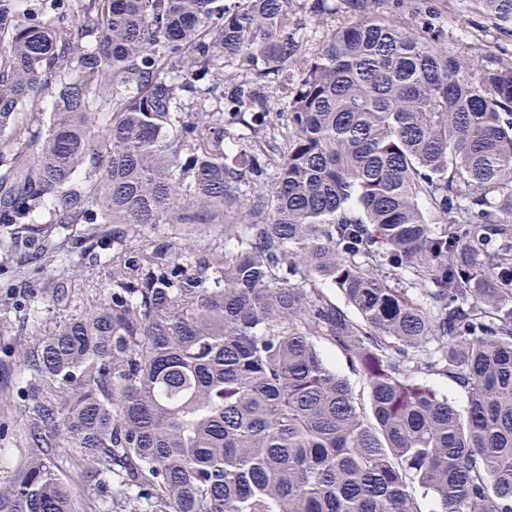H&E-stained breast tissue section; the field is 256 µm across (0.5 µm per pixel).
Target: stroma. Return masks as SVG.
<instances>
[{"label": "stroma", "mask_w": 512, "mask_h": 512, "mask_svg": "<svg viewBox=\"0 0 512 512\" xmlns=\"http://www.w3.org/2000/svg\"><path fill=\"white\" fill-rule=\"evenodd\" d=\"M448 31L449 53L474 65L490 59L512 63V30L479 13L474 0H438ZM53 248L8 252L10 227L0 224V485L20 468L28 453L29 404L37 379L22 354L32 350L64 319L108 301L112 293L111 237L98 224H54ZM98 234L93 253L72 242Z\"/></svg>", "instance_id": "1"}]
</instances>
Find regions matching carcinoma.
Wrapping results in <instances>:
<instances>
[{
    "label": "carcinoma",
    "instance_id": "carcinoma-1",
    "mask_svg": "<svg viewBox=\"0 0 512 512\" xmlns=\"http://www.w3.org/2000/svg\"><path fill=\"white\" fill-rule=\"evenodd\" d=\"M77 2L0 0L12 245L47 210L133 239L220 224L224 248L113 252L110 301L24 355L49 390L0 512H73L62 448L105 512H512V66L448 53L435 0H395L411 27L386 0ZM477 2L512 25V0ZM298 10L352 21L309 51ZM320 350L323 352L329 365L338 374L347 378L356 392H362L364 387L363 380L357 374L352 372L344 356L327 343L321 344ZM423 380L425 384L433 387L441 395L447 396L448 400L459 410H463L466 406L467 394L465 390L459 387L452 380L439 375L424 376Z\"/></svg>",
    "mask_w": 512,
    "mask_h": 512
}]
</instances>
